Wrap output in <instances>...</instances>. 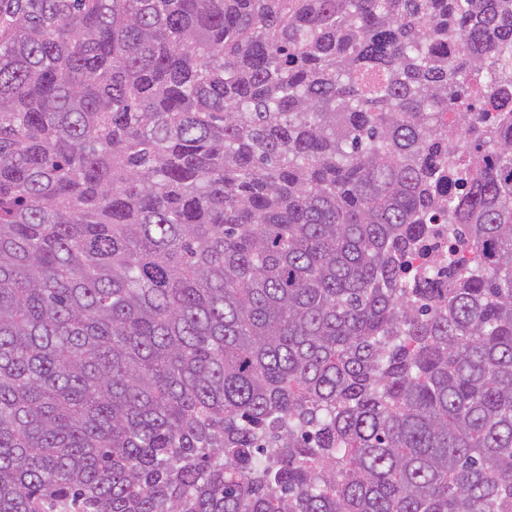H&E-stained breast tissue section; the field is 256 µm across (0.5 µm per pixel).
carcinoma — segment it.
Masks as SVG:
<instances>
[{"label": "carcinoma", "mask_w": 512, "mask_h": 512, "mask_svg": "<svg viewBox=\"0 0 512 512\" xmlns=\"http://www.w3.org/2000/svg\"><path fill=\"white\" fill-rule=\"evenodd\" d=\"M510 90L512 0H0V512H512ZM435 231L428 237L426 246L428 256L418 255L413 265L419 267L429 259H439L444 253L448 252V226L446 224H434Z\"/></svg>", "instance_id": "1"}]
</instances>
